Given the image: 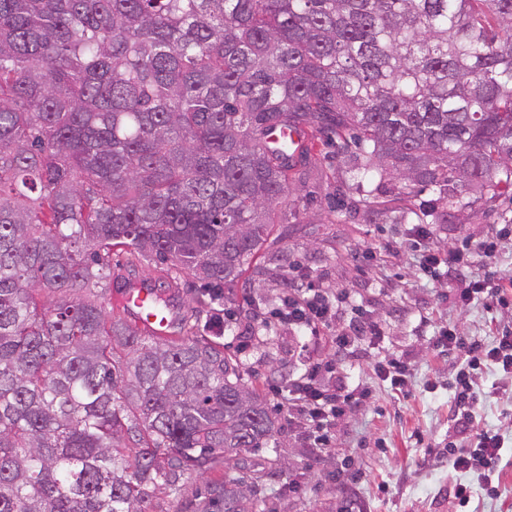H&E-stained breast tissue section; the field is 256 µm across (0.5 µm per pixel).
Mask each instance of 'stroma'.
<instances>
[{
  "mask_svg": "<svg viewBox=\"0 0 512 512\" xmlns=\"http://www.w3.org/2000/svg\"><path fill=\"white\" fill-rule=\"evenodd\" d=\"M353 161L352 154L314 140L306 164L290 180L288 221L274 226L235 287L234 302L210 299L199 282L179 280L194 334L224 344L266 391L299 376L308 356L303 331L275 316L288 289L335 295L336 329L367 320L383 330L379 342H360L340 370L322 375L324 384L341 381L369 393L366 405L337 421L330 454L314 455L302 416L281 411L270 448L248 460L262 464L276 452L286 467L271 488L300 481V493L276 499L277 512H340L350 498L364 512H512V374H473L480 391L475 426L499 434L504 447L497 490L474 484L470 503L460 506L454 488L468 475L442 456L451 449L468 452L473 440L456 423L452 379L460 358L437 344L448 327L484 343L512 329V200L472 193L467 207L451 211L426 187L416 201L402 202L391 175L349 184ZM416 224L427 226L428 244L440 256L471 253L470 268L423 272L412 245ZM492 238L499 241L496 259L477 255L476 247ZM474 276L502 288L508 304L463 302L460 294ZM385 358L408 365L407 392L377 376L375 364ZM342 470L359 473V480L337 481Z\"/></svg>",
  "mask_w": 512,
  "mask_h": 512,
  "instance_id": "35a3bbf8",
  "label": "stroma"
}]
</instances>
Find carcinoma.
<instances>
[{
  "mask_svg": "<svg viewBox=\"0 0 512 512\" xmlns=\"http://www.w3.org/2000/svg\"><path fill=\"white\" fill-rule=\"evenodd\" d=\"M322 133L356 184L512 198V0H0V512H151L218 470L185 512H273L239 363L105 301L114 252L232 288ZM204 482L195 476L186 478L183 485L176 492L167 490L166 493L153 501L152 510L156 512H174L178 508H182L184 502L192 497L196 490L203 489Z\"/></svg>",
  "mask_w": 512,
  "mask_h": 512,
  "instance_id": "obj_1",
  "label": "carcinoma"
}]
</instances>
